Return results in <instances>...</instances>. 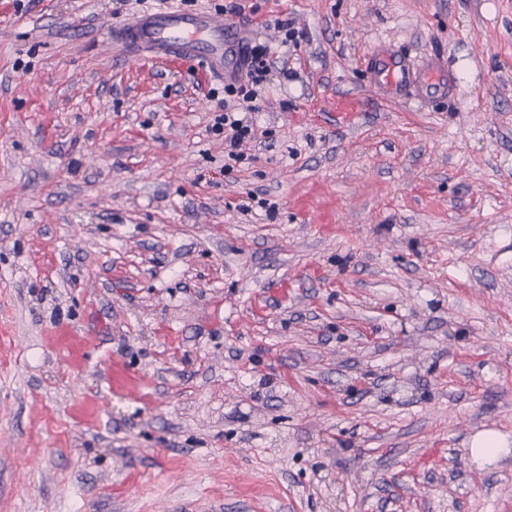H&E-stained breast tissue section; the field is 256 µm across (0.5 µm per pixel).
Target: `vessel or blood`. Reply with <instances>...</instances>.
<instances>
[{
    "label": "vessel or blood",
    "mask_w": 512,
    "mask_h": 512,
    "mask_svg": "<svg viewBox=\"0 0 512 512\" xmlns=\"http://www.w3.org/2000/svg\"><path fill=\"white\" fill-rule=\"evenodd\" d=\"M242 25L201 12L160 10L133 16L112 32L115 42L135 52L166 61L178 59L204 64L224 76L237 71L244 46ZM370 81L387 100L418 96L445 98L455 83L439 57L418 65L403 56L383 52L367 60Z\"/></svg>",
    "instance_id": "vessel-or-blood-1"
}]
</instances>
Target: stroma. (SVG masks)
Masks as SVG:
<instances>
[{
    "label": "stroma",
    "mask_w": 512,
    "mask_h": 512,
    "mask_svg": "<svg viewBox=\"0 0 512 512\" xmlns=\"http://www.w3.org/2000/svg\"><path fill=\"white\" fill-rule=\"evenodd\" d=\"M240 2L292 73L225 173L136 0H0V512H512V0ZM371 85L386 101L398 97L418 96L445 98L455 89V83L440 58L432 56L419 66L401 55L383 52L367 59ZM510 450L507 436L496 431L480 432L471 440V457L477 466L490 465Z\"/></svg>",
    "instance_id": "1"
}]
</instances>
